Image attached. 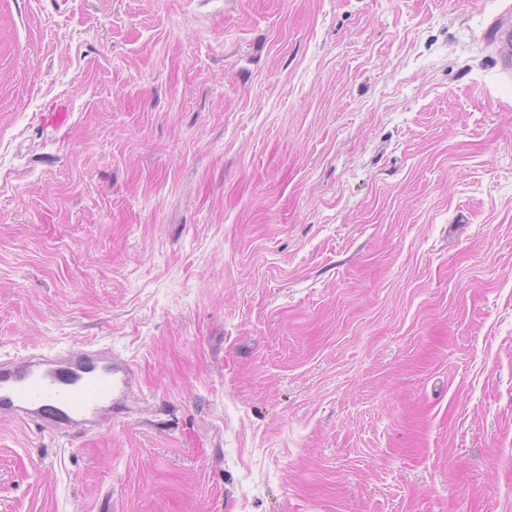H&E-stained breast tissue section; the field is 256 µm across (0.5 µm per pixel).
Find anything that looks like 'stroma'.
<instances>
[{
    "mask_svg": "<svg viewBox=\"0 0 512 512\" xmlns=\"http://www.w3.org/2000/svg\"><path fill=\"white\" fill-rule=\"evenodd\" d=\"M512 0H0V355L133 358L0 512H512ZM484 38L495 45L502 73L512 75V17L507 12L487 28Z\"/></svg>",
    "mask_w": 512,
    "mask_h": 512,
    "instance_id": "obj_1",
    "label": "stroma"
}]
</instances>
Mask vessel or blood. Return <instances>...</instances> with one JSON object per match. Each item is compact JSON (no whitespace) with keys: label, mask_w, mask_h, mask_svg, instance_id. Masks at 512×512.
<instances>
[{"label":"vessel or blood","mask_w":512,"mask_h":512,"mask_svg":"<svg viewBox=\"0 0 512 512\" xmlns=\"http://www.w3.org/2000/svg\"><path fill=\"white\" fill-rule=\"evenodd\" d=\"M502 73L512 75V16L485 33ZM135 363L94 344L0 358V415L80 438L99 431L129 409L137 384Z\"/></svg>","instance_id":"1"}]
</instances>
